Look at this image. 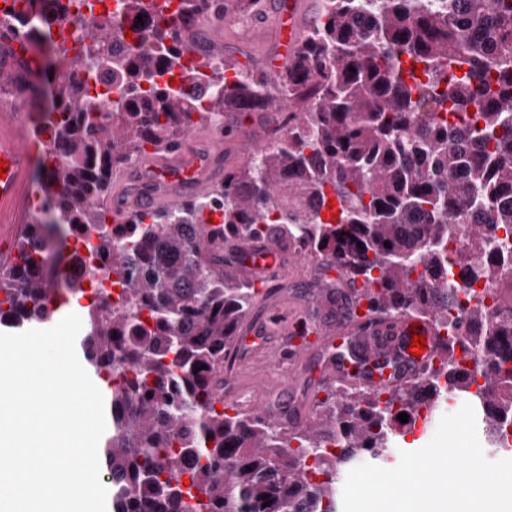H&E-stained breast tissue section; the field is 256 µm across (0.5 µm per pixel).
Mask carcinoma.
I'll return each mask as SVG.
<instances>
[{"label": "carcinoma", "mask_w": 512, "mask_h": 512, "mask_svg": "<svg viewBox=\"0 0 512 512\" xmlns=\"http://www.w3.org/2000/svg\"><path fill=\"white\" fill-rule=\"evenodd\" d=\"M33 2L13 0L19 8L0 17V28L31 37L22 17ZM40 2L47 25L81 17L62 0ZM223 2L238 18L260 4ZM335 2L305 31L277 84L239 70L226 82L230 63L213 66L224 56L213 48L186 68L188 49L154 0H123L124 14L143 20L129 29L80 24L72 58L51 44L49 130L61 156L45 158L54 222L26 225L17 241V263L0 273V323H46L84 297L68 280L59 288L49 242L76 225L95 239L81 269L94 286L82 349L110 395L112 512H337L339 466L382 457L412 432L398 414L411 422L448 394L474 400L483 430L505 447L512 301L491 303L475 285L512 279V253L496 245L498 232L512 234V0ZM209 9L210 0L178 7L189 24ZM90 51L100 59L106 109L95 120L87 84L71 79ZM198 84L213 89L199 113ZM471 108L472 134L455 123ZM240 112L276 113L277 136L224 183L171 209L110 219L100 200L118 166L174 143L195 122L220 133ZM329 191L340 205L336 223L320 217ZM217 213L220 224L210 221ZM271 223L346 272L371 314L431 320L440 365L386 395L336 389L303 430L273 410L216 408L227 346L257 292L213 249L226 239L252 244L253 225ZM452 224L465 238L456 275L444 255ZM461 293L469 307L450 320ZM476 348L486 367L473 392L466 360ZM337 439L340 452L326 451Z\"/></svg>", "instance_id": "cac0c4a2"}]
</instances>
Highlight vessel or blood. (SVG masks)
Returning a JSON list of instances; mask_svg holds the SVG:
<instances>
[{
  "instance_id": "1",
  "label": "vessel or blood",
  "mask_w": 512,
  "mask_h": 512,
  "mask_svg": "<svg viewBox=\"0 0 512 512\" xmlns=\"http://www.w3.org/2000/svg\"><path fill=\"white\" fill-rule=\"evenodd\" d=\"M274 8L279 41L276 55L241 63L245 71L258 72L272 81L283 75L285 61L309 26L312 4L310 0H276ZM223 24L222 18L211 14L182 27L190 61L201 62L209 49L208 37L216 36ZM0 43L6 47L0 53V77L18 78L31 58L26 41L6 31L0 33ZM30 132L24 100L0 110V160L6 163L0 177V242L4 245L30 218ZM223 179L222 136L194 127L177 145L148 150L114 174L107 205L116 219L130 211L166 209L206 194ZM284 247L278 231L273 230L259 245L258 256L247 255L245 246L232 242L224 246V259L231 270L258 275L276 288L296 281L312 265L328 286L346 287V277L334 274L331 260L314 262L306 252L288 253ZM311 320L302 304L291 303L271 305L263 319L244 321L230 350L238 371L235 389L224 392L225 405L249 414L269 408L265 375L283 365L292 383L306 372L313 387L336 382L393 390L419 375L437 352L438 338L429 321L386 316L361 321L346 312L336 327L317 326L314 344L296 342L300 328ZM417 334L426 340L418 357L409 349Z\"/></svg>"
}]
</instances>
